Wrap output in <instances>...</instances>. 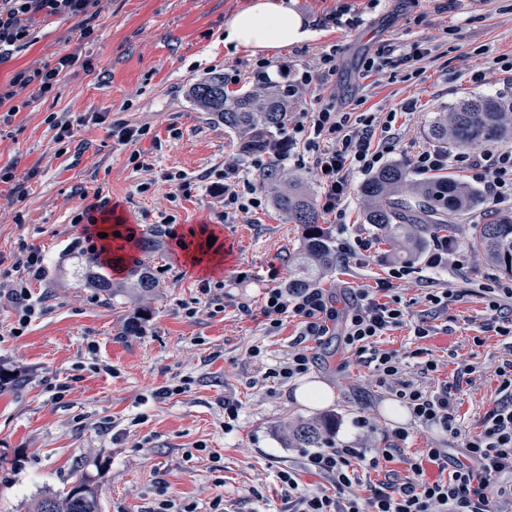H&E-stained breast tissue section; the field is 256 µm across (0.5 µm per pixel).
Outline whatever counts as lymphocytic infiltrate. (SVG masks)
I'll return each mask as SVG.
<instances>
[{
  "mask_svg": "<svg viewBox=\"0 0 512 512\" xmlns=\"http://www.w3.org/2000/svg\"><path fill=\"white\" fill-rule=\"evenodd\" d=\"M99 2L0 0V59L12 56L30 42L27 18L38 12L84 18L80 35L91 36L94 32L91 21ZM76 62L75 56L67 54L55 66L17 73L9 87L0 90V107L29 89L40 96L52 93L60 75ZM374 121V115L340 112L329 102L294 116L288 140L302 143L318 170L324 188V210L335 211L344 204L352 174H367L382 164L384 151L372 146ZM452 162L471 171L473 180L483 184L494 203L512 205L511 148L453 157L439 150H424L417 154L414 166L428 172L448 167ZM212 176L210 191L223 207L222 218L235 217L259 205V198L248 199L242 193L236 160H225L223 168L214 170ZM47 264L45 253L26 244L13 256L9 293L22 311L15 335H22L37 313L38 303L31 294L30 284L43 277ZM391 287L389 280L378 281L375 290L363 291L342 318L321 289L301 293L285 288L269 289L263 310L269 329L278 330L284 318L291 316L300 319L303 330L287 361L267 369L264 376L285 382L306 373L311 358L304 339L323 335L326 320L339 318L343 321L346 344L365 355L381 386L395 393L420 423L437 425L451 435H459L448 389L431 392L403 379L400 354L375 346L377 338L395 329L409 328L420 339L431 332L426 317L414 316L397 300L380 301V294L389 292ZM498 376L499 402L486 414L480 433L465 438L468 464L449 466L447 449L426 448L420 455L405 459L404 476L371 486L368 496L358 497L349 492L355 478L350 462L354 451L332 443L307 454L306 467L329 479L336 486L337 495L332 497L304 488L295 471L280 470L278 478L288 512H512V488L502 484L504 478H512V359L499 367ZM430 466L438 472L437 479L432 481L426 477Z\"/></svg>",
  "mask_w": 512,
  "mask_h": 512,
  "instance_id": "f902f5d3",
  "label": "lymphocytic infiltrate"
}]
</instances>
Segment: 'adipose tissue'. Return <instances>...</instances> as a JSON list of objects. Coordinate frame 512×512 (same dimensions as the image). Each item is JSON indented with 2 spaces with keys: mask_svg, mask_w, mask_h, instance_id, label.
Returning <instances> with one entry per match:
<instances>
[{
  "mask_svg": "<svg viewBox=\"0 0 512 512\" xmlns=\"http://www.w3.org/2000/svg\"><path fill=\"white\" fill-rule=\"evenodd\" d=\"M310 32L290 0H251L224 25V46L253 54L307 41Z\"/></svg>",
  "mask_w": 512,
  "mask_h": 512,
  "instance_id": "obj_1",
  "label": "adipose tissue"
}]
</instances>
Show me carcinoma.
<instances>
[{
	"label": "carcinoma",
	"instance_id": "cac0c4a2",
	"mask_svg": "<svg viewBox=\"0 0 512 512\" xmlns=\"http://www.w3.org/2000/svg\"><path fill=\"white\" fill-rule=\"evenodd\" d=\"M190 98L201 111L239 137L242 154H273L260 187L271 193L277 210L304 230L298 254L289 259L288 287L304 291L318 285L336 266V246L329 229L319 224L314 199L297 186L288 185L282 167L294 92L261 76L250 89L237 93L228 90L224 75L214 74L195 83ZM429 137L441 149H475L489 139L511 140L512 99L491 95L465 99L433 119ZM359 192L365 222L380 231L401 257L421 253L431 238L442 233L454 237L457 225L450 219L480 207L479 193L460 178L435 174L410 185L406 171L398 164L383 166L362 182ZM465 243L500 271L512 274V219L496 214L483 217L471 225ZM128 276L125 283L113 282L102 262L84 271L85 279L107 296L127 292L142 297L157 288L151 268L139 259L128 267ZM334 434L336 416L324 414L289 425L286 440L290 448H323ZM34 512H100V505L88 481L79 474L67 492L43 495Z\"/></svg>",
	"mask_w": 512,
	"mask_h": 512
}]
</instances>
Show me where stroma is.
I'll use <instances>...</instances> for the list:
<instances>
[{
	"label": "stroma",
	"mask_w": 512,
	"mask_h": 512,
	"mask_svg": "<svg viewBox=\"0 0 512 512\" xmlns=\"http://www.w3.org/2000/svg\"><path fill=\"white\" fill-rule=\"evenodd\" d=\"M250 0H100L92 21L93 38L80 39V22L63 16L34 15L30 44L0 60V87L22 70L55 64L66 54L89 60L63 74L51 94L29 99L12 116L0 118V168L15 178L0 183V267L10 268L20 243L41 248L47 271L32 281L41 303L23 335H12L19 311L0 287V366L17 382L0 386V512H31L47 492L63 493L74 474L95 489L101 512H152L161 495L194 503L210 512L215 496L224 512H285L280 470L299 472L307 487L335 494L326 478L305 472V449L285 445V427L322 411L336 416L337 446L356 449L357 475L351 490L364 496L385 473L368 469L366 453L392 443L405 429L404 454L447 448L450 462L465 458L460 440L440 427L406 416L392 417L400 402L378 386L371 367L346 345L341 320L326 335L308 341L311 358L302 377L281 383L265 378L267 368L286 361L301 326L286 318L270 331L263 315L268 289L288 284V260L298 251L301 225L289 222L263 198L261 207L223 221L220 204L203 177L236 158L240 178L258 186L268 155L239 156L236 138L222 124L197 111L189 90L212 72L223 73L229 89L249 88L256 75L253 57L225 49L224 24ZM306 20L311 40L270 51V76L280 67L299 74L317 67L323 49L336 50V69L314 78L300 91L297 111L312 110L317 99L335 101L350 112L388 113L391 132L386 163L400 164L411 181L423 179L416 155L430 148L427 129L437 113L475 95L512 97V0H292ZM387 48L383 70L366 72L364 61ZM411 112H402L406 102ZM150 133L121 144L95 114ZM72 122L69 143L56 144L49 115ZM141 154L153 170L134 168ZM181 171L192 182L189 195L171 198L163 172ZM354 175L341 210L322 213L336 242L362 240L364 248L339 254L321 287L337 312L356 302L364 289L407 266L394 280L393 294L413 315H429L430 335L390 331L378 341L384 350L406 353L404 379L438 390L453 383L451 411L463 432L479 431L497 404V369L508 354L505 337L481 332L486 318L482 285L512 287L500 272L463 249L462 269L431 270L424 255L400 262L380 233L366 224ZM116 207L123 229L135 236L154 234L160 249L149 256L158 281L146 299L108 302L81 276L86 227L73 218L83 210ZM169 217L171 225L160 222ZM205 227L231 251L214 272L186 265L184 252L199 250L192 229ZM210 295H202V285ZM464 290L463 300L435 312L429 292ZM147 309L142 330L126 335L138 309ZM261 348L262 360L249 356ZM111 365V373L89 370L91 359ZM431 360L438 368L423 373ZM464 363L476 368L471 380L457 381ZM189 379L188 389L162 401L155 389ZM318 381L333 391L329 402L303 405L294 392L301 382ZM65 387L54 400L57 387ZM239 406L232 431L224 429V403ZM145 415L135 424L137 415ZM220 472H213V464Z\"/></svg>",
	"instance_id": "35a3bbf8"
}]
</instances>
